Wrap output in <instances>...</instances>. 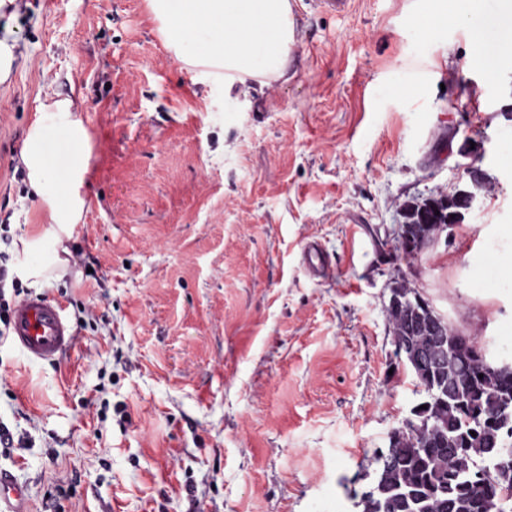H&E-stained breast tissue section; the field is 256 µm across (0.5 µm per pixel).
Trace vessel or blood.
<instances>
[{"instance_id": "b4317fda", "label": "vessel or blood", "mask_w": 512, "mask_h": 512, "mask_svg": "<svg viewBox=\"0 0 512 512\" xmlns=\"http://www.w3.org/2000/svg\"><path fill=\"white\" fill-rule=\"evenodd\" d=\"M305 271L314 278H328L334 273L329 257L313 241L302 251ZM10 340L26 356L51 361L73 342L65 308L40 296L19 300L11 314ZM27 493L22 485L0 472V512H26Z\"/></svg>"}]
</instances>
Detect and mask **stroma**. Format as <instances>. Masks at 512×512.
Wrapping results in <instances>:
<instances>
[{"mask_svg":"<svg viewBox=\"0 0 512 512\" xmlns=\"http://www.w3.org/2000/svg\"><path fill=\"white\" fill-rule=\"evenodd\" d=\"M285 77L225 87L169 45L148 0L0 8V225L20 269L55 228L14 171L46 97L77 92L92 140L65 241L92 267L35 287L65 305L53 361L0 346V458L28 512H357L376 451L425 397L395 355L394 271L512 361V0H290ZM471 144L469 156L460 148ZM491 189L447 241L391 261L404 202ZM336 266L309 277L306 241ZM96 302L97 324L77 328ZM65 474L71 494L47 495Z\"/></svg>","mask_w":512,"mask_h":512,"instance_id":"35a3bbf8","label":"stroma"}]
</instances>
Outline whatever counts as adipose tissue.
Listing matches in <instances>:
<instances>
[{"label": "adipose tissue", "mask_w": 512, "mask_h": 512, "mask_svg": "<svg viewBox=\"0 0 512 512\" xmlns=\"http://www.w3.org/2000/svg\"><path fill=\"white\" fill-rule=\"evenodd\" d=\"M171 44L185 40L203 26L213 37L197 65L222 69L225 81L250 72L255 49H262L268 72L283 75L295 45V20L290 0H149ZM82 101L63 97L47 110L54 121L37 119L26 132L19 163L26 174L30 199L48 213L60 233L79 223L86 199L82 193L91 157L88 130L80 116ZM59 130L68 144L64 171H57L48 153L51 130Z\"/></svg>", "instance_id": "obj_1"}]
</instances>
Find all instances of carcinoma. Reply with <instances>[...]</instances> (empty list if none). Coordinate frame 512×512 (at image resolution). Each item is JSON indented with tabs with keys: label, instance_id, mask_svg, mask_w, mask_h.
<instances>
[{
	"label": "carcinoma",
	"instance_id": "cac0c4a2",
	"mask_svg": "<svg viewBox=\"0 0 512 512\" xmlns=\"http://www.w3.org/2000/svg\"><path fill=\"white\" fill-rule=\"evenodd\" d=\"M454 210L445 199L407 205L414 258ZM389 329L425 399L409 430L375 457L361 512H512V362L496 360L441 315L407 277L385 307Z\"/></svg>",
	"mask_w": 512,
	"mask_h": 512
}]
</instances>
